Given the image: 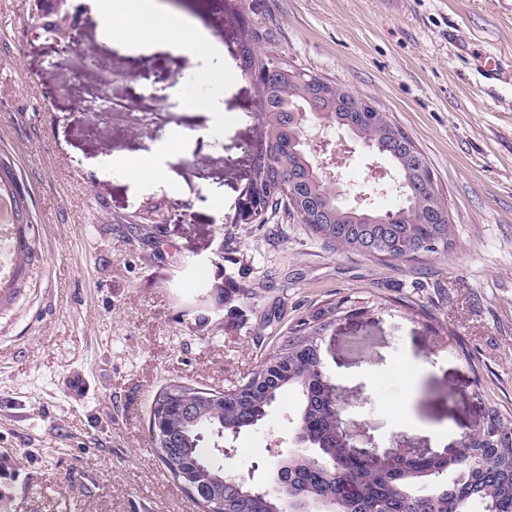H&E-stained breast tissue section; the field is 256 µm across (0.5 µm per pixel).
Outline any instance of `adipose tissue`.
Listing matches in <instances>:
<instances>
[{"mask_svg":"<svg viewBox=\"0 0 512 512\" xmlns=\"http://www.w3.org/2000/svg\"><path fill=\"white\" fill-rule=\"evenodd\" d=\"M103 37L121 50L142 49L151 54L180 51L199 60L196 80L208 86L224 83L217 61L223 47L202 30L172 13L160 0H102Z\"/></svg>","mask_w":512,"mask_h":512,"instance_id":"obj_1","label":"adipose tissue"}]
</instances>
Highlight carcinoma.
<instances>
[{
	"label": "carcinoma",
	"instance_id": "1",
	"mask_svg": "<svg viewBox=\"0 0 512 512\" xmlns=\"http://www.w3.org/2000/svg\"><path fill=\"white\" fill-rule=\"evenodd\" d=\"M272 34L248 20L239 50L242 70L268 64L255 82L264 128V149L252 166L250 195L269 211L284 206L311 237L341 254L370 257L396 267L429 254L448 251L453 224L448 199L418 147L379 109L346 87L311 71L295 79L280 73L296 67L270 53ZM313 121L324 115L330 127L347 130L395 170L406 193L398 206L377 210L344 207L322 180L308 146L300 142V111ZM12 167L0 163V190L11 191L17 223H30L26 198L15 190ZM36 240L23 232L13 241L14 273L10 285L22 283L36 254ZM255 297L252 288L224 287V305ZM370 311V302L348 298L318 307L297 321L287 336L239 384L217 399L192 384L165 385L149 416L152 442L167 474L179 484L196 483L211 498L224 501L223 512H512V415L491 400L483 425L451 456L415 457L394 467L360 456L344 441L330 407L328 381L319 347L329 327L344 317ZM435 336L454 332L429 309H421ZM298 397L293 418L296 451L279 470L287 489L270 491L242 480L213 461L211 444L219 434L235 438L257 426L281 394Z\"/></svg>",
	"mask_w": 512,
	"mask_h": 512
}]
</instances>
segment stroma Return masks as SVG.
<instances>
[{"label":"stroma","instance_id":"35a3bbf8","mask_svg":"<svg viewBox=\"0 0 512 512\" xmlns=\"http://www.w3.org/2000/svg\"><path fill=\"white\" fill-rule=\"evenodd\" d=\"M77 2L79 37L67 48L32 37L31 0H0V159L37 238L24 288L0 306V512H201L151 441L157 393L171 381L237 385L297 320L345 297L376 302L321 342L358 448L449 454L485 398L512 410V80L484 68L493 55L512 73V0H235L226 11L192 0L177 14L224 46L213 90L224 124L208 138L205 117L168 91L194 61L104 45L99 11ZM245 16L272 28L283 59L370 100L413 139L448 197V253L397 269L339 254L281 210L236 223L262 133L238 56ZM106 97L130 111L91 124ZM177 128L181 154L159 158L172 178L137 185L114 171ZM312 145L351 192L397 205L372 192L387 161L335 133ZM147 200L167 223L137 224ZM231 279L256 292L232 314L222 302ZM422 305L474 362L437 343ZM294 406L283 396L227 440L225 460L245 480L271 487Z\"/></svg>","mask_w":512,"mask_h":512}]
</instances>
